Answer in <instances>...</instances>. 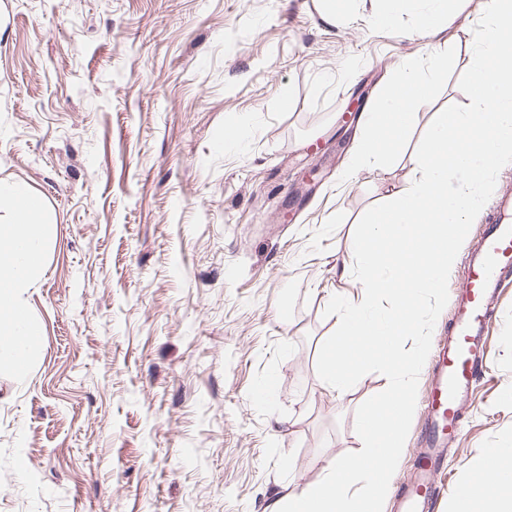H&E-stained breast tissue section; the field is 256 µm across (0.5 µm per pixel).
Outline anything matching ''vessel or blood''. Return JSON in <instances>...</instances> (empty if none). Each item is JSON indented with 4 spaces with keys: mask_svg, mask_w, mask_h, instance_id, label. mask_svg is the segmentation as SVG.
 Returning a JSON list of instances; mask_svg holds the SVG:
<instances>
[{
    "mask_svg": "<svg viewBox=\"0 0 512 512\" xmlns=\"http://www.w3.org/2000/svg\"><path fill=\"white\" fill-rule=\"evenodd\" d=\"M465 278L456 293L453 316L437 336L426 410L419 425L417 464L398 488L403 512H430L437 471L450 436L461 426L473 384L490 349L489 326L496 320L506 285L512 283V194L487 208L485 228L463 257Z\"/></svg>",
    "mask_w": 512,
    "mask_h": 512,
    "instance_id": "obj_1",
    "label": "vessel or blood"
}]
</instances>
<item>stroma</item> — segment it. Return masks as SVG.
Wrapping results in <instances>:
<instances>
[{"mask_svg":"<svg viewBox=\"0 0 512 512\" xmlns=\"http://www.w3.org/2000/svg\"><path fill=\"white\" fill-rule=\"evenodd\" d=\"M486 0L440 39L375 26L371 0H0V182L44 203L25 372L0 356V512H264L358 451L355 413L316 372L345 240L406 183L410 155L345 177L392 68L445 71L410 134L468 104ZM239 130L234 145L225 138ZM512 300L448 454L512 445Z\"/></svg>","mask_w":512,"mask_h":512,"instance_id":"stroma-1","label":"stroma"}]
</instances>
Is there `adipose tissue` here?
Masks as SVG:
<instances>
[{"mask_svg": "<svg viewBox=\"0 0 512 512\" xmlns=\"http://www.w3.org/2000/svg\"><path fill=\"white\" fill-rule=\"evenodd\" d=\"M455 0H380L379 20L394 25L402 12L413 10L419 28L432 37L442 36L456 17ZM444 67L425 57L400 64L385 91L372 103L364 117L360 140L350 169H384L391 166L413 128L426 92L438 82ZM406 89L398 98L396 88ZM16 203V218L0 225V348L6 350L17 368H25L26 354L35 345L40 330L17 303L43 266L46 236L34 216L43 207L41 199L21 187L0 183V200ZM451 512H512V450L489 449L471 463L463 483L450 496Z\"/></svg>", "mask_w": 512, "mask_h": 512, "instance_id": "obj_1", "label": "adipose tissue"}]
</instances>
